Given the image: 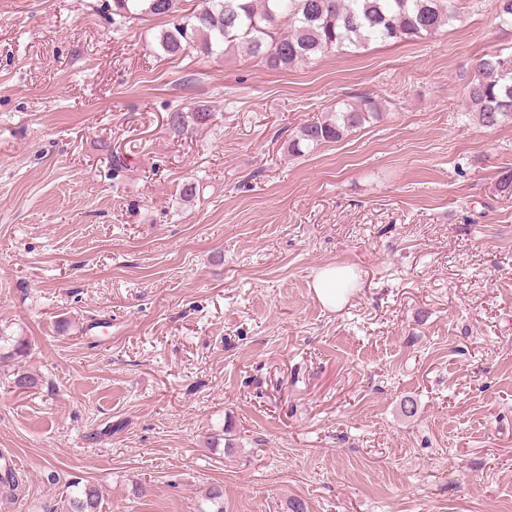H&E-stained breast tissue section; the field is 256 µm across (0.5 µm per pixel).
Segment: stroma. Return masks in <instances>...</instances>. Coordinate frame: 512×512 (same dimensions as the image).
Returning <instances> with one entry per match:
<instances>
[{"label":"stroma","mask_w":512,"mask_h":512,"mask_svg":"<svg viewBox=\"0 0 512 512\" xmlns=\"http://www.w3.org/2000/svg\"><path fill=\"white\" fill-rule=\"evenodd\" d=\"M0 0V512H512V123L465 115L512 29L271 70L163 19ZM379 120L291 155L326 109ZM207 127L178 135V105ZM126 165L113 169L110 154ZM196 179L192 202L179 196ZM351 267L330 310L312 285ZM34 378L27 389L16 373ZM213 113L207 107H174L167 114V124L171 130L177 133L195 132L199 126L208 124ZM63 511L101 512V496L99 490L93 485H84L76 494H72L64 500Z\"/></svg>","instance_id":"stroma-1"}]
</instances>
